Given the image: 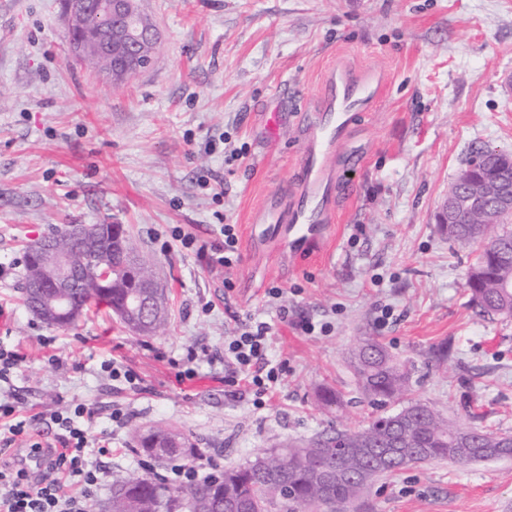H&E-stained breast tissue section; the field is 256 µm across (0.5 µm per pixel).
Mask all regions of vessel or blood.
Segmentation results:
<instances>
[{"label":"vessel or blood","instance_id":"1","mask_svg":"<svg viewBox=\"0 0 512 512\" xmlns=\"http://www.w3.org/2000/svg\"><path fill=\"white\" fill-rule=\"evenodd\" d=\"M381 86L329 69L321 86V100L304 118V137L290 190L271 198L254 215L261 245L277 244L293 255L321 237L336 209L335 183L339 172L353 161L344 150L352 125L360 113L370 111Z\"/></svg>","mask_w":512,"mask_h":512}]
</instances>
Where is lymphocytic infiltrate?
I'll list each match as a JSON object with an SVG mask.
<instances>
[{
    "instance_id": "f902f5d3",
    "label": "lymphocytic infiltrate",
    "mask_w": 512,
    "mask_h": 512,
    "mask_svg": "<svg viewBox=\"0 0 512 512\" xmlns=\"http://www.w3.org/2000/svg\"><path fill=\"white\" fill-rule=\"evenodd\" d=\"M271 327L247 319L224 340V386L245 391L255 407H263L286 371L285 362L269 357ZM79 404L50 413L58 429V447L43 449L33 434L30 419L19 415L14 394L0 395V448L7 450L20 439L32 452H43L41 473L33 474L20 460L0 464V512H86V499L106 480L103 463L111 456L107 440L90 435L82 420L88 415Z\"/></svg>"
}]
</instances>
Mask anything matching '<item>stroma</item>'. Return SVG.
Returning a JSON list of instances; mask_svg holds the SVG:
<instances>
[{
    "label": "stroma",
    "instance_id": "35a3bbf8",
    "mask_svg": "<svg viewBox=\"0 0 512 512\" xmlns=\"http://www.w3.org/2000/svg\"><path fill=\"white\" fill-rule=\"evenodd\" d=\"M140 7L160 33L158 51L113 84L72 56L62 0H0V348L25 356L11 375L20 415L44 413L49 396L60 410L87 405L93 434L112 440V481L170 468L134 446V431L155 425L188 436L202 467H234L332 426L369 424L377 411L349 356L375 337L409 370L411 399L457 426L512 435V317L471 306L466 280L481 245L450 241L436 222L472 151H512V0ZM332 65L385 78L384 98L350 134L359 158L338 177L332 237L275 263L250 251V217L290 181L301 149L294 118L318 104ZM275 111L291 120L272 134ZM61 224L129 229L165 284L162 333L135 335L103 306L65 329L26 310L24 246ZM222 224L239 238L241 261L228 274L197 253L218 242ZM175 227L195 246L172 241ZM274 286L288 291L287 320L267 297ZM249 316L271 326V356L288 363L261 409L222 381L224 338ZM303 318L312 333L296 328ZM190 352L197 375L178 382ZM111 358L137 373V388L101 370ZM323 389L339 393L341 410L323 408ZM116 406L130 415L121 428ZM356 512H512V458L411 465L375 479Z\"/></svg>",
    "mask_w": 512,
    "mask_h": 512
}]
</instances>
